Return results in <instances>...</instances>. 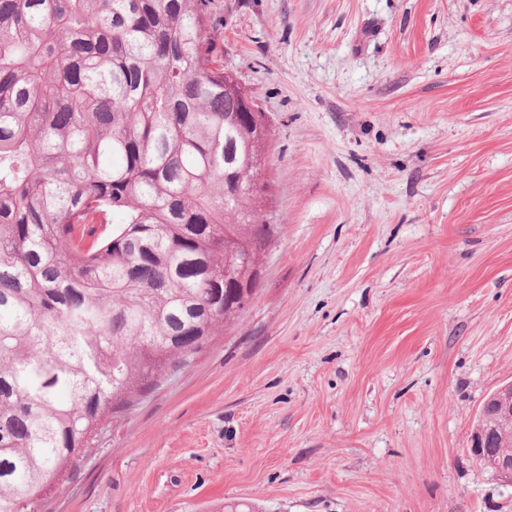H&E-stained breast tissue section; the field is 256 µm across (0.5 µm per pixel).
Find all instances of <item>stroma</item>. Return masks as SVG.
<instances>
[{"mask_svg": "<svg viewBox=\"0 0 512 512\" xmlns=\"http://www.w3.org/2000/svg\"><path fill=\"white\" fill-rule=\"evenodd\" d=\"M270 136L238 320L42 512H512L469 435L512 382V0H214Z\"/></svg>", "mask_w": 512, "mask_h": 512, "instance_id": "35a3bbf8", "label": "stroma"}]
</instances>
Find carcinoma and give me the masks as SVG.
Instances as JSON below:
<instances>
[{
    "mask_svg": "<svg viewBox=\"0 0 512 512\" xmlns=\"http://www.w3.org/2000/svg\"><path fill=\"white\" fill-rule=\"evenodd\" d=\"M212 4L0 0V512L257 287L272 225Z\"/></svg>",
    "mask_w": 512,
    "mask_h": 512,
    "instance_id": "1",
    "label": "carcinoma"
}]
</instances>
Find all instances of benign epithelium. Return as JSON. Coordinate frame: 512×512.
Masks as SVG:
<instances>
[{
  "mask_svg": "<svg viewBox=\"0 0 512 512\" xmlns=\"http://www.w3.org/2000/svg\"><path fill=\"white\" fill-rule=\"evenodd\" d=\"M512 435V382L500 386L485 401L480 420L470 434V452L494 472L512 477V458L504 459L491 444Z\"/></svg>",
  "mask_w": 512,
  "mask_h": 512,
  "instance_id": "7a95c632",
  "label": "benign epithelium"
}]
</instances>
